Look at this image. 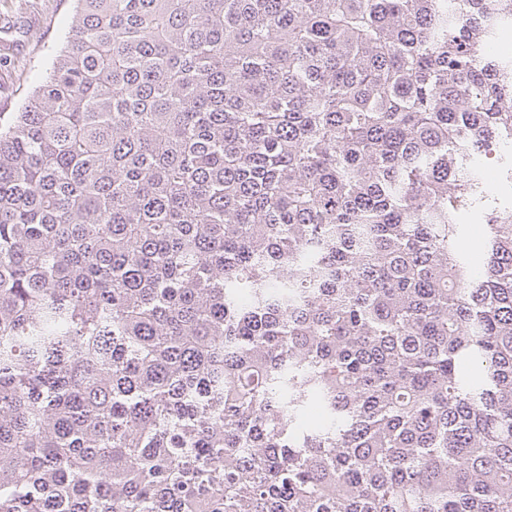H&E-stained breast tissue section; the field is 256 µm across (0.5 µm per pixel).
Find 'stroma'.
I'll return each instance as SVG.
<instances>
[{"label": "stroma", "instance_id": "stroma-1", "mask_svg": "<svg viewBox=\"0 0 512 512\" xmlns=\"http://www.w3.org/2000/svg\"><path fill=\"white\" fill-rule=\"evenodd\" d=\"M73 14V0H0L1 124L49 73Z\"/></svg>", "mask_w": 512, "mask_h": 512}]
</instances>
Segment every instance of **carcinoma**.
<instances>
[{
    "label": "carcinoma",
    "mask_w": 512,
    "mask_h": 512,
    "mask_svg": "<svg viewBox=\"0 0 512 512\" xmlns=\"http://www.w3.org/2000/svg\"><path fill=\"white\" fill-rule=\"evenodd\" d=\"M75 2L0 131V512H512V0Z\"/></svg>",
    "instance_id": "1"
}]
</instances>
